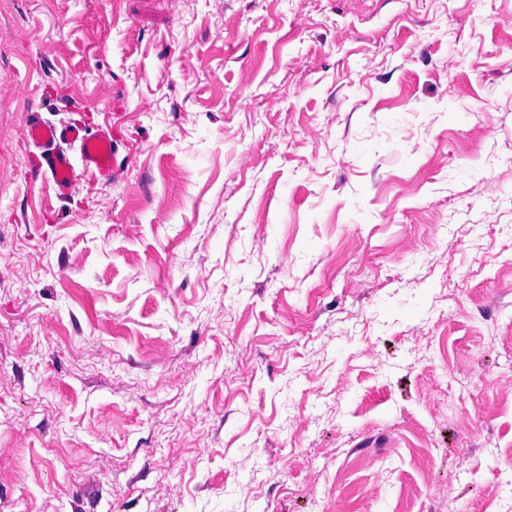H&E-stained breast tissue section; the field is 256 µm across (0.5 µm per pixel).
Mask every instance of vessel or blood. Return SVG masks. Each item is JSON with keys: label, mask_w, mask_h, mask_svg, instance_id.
Returning <instances> with one entry per match:
<instances>
[{"label": "vessel or blood", "mask_w": 512, "mask_h": 512, "mask_svg": "<svg viewBox=\"0 0 512 512\" xmlns=\"http://www.w3.org/2000/svg\"><path fill=\"white\" fill-rule=\"evenodd\" d=\"M28 139L34 171L53 185L57 195L70 192L76 167H83L102 185L111 184L116 175L112 135L107 130L92 133L73 121L55 125L35 119L29 124Z\"/></svg>", "instance_id": "vessel-or-blood-1"}]
</instances>
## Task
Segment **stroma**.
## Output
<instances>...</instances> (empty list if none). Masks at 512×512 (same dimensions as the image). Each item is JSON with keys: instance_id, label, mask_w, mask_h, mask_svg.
<instances>
[{"instance_id": "1", "label": "stroma", "mask_w": 512, "mask_h": 512, "mask_svg": "<svg viewBox=\"0 0 512 512\" xmlns=\"http://www.w3.org/2000/svg\"><path fill=\"white\" fill-rule=\"evenodd\" d=\"M112 128L58 197L32 117ZM512 0H0V512H512Z\"/></svg>"}]
</instances>
